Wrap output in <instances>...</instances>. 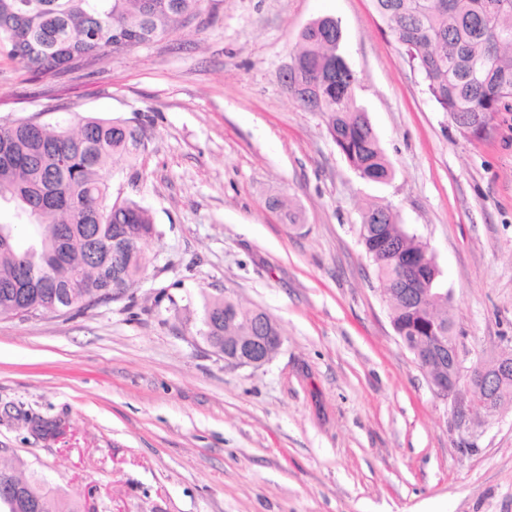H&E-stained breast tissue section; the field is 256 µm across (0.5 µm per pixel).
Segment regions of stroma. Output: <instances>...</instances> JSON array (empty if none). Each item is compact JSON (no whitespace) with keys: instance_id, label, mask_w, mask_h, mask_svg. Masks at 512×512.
<instances>
[{"instance_id":"obj_1","label":"stroma","mask_w":512,"mask_h":512,"mask_svg":"<svg viewBox=\"0 0 512 512\" xmlns=\"http://www.w3.org/2000/svg\"><path fill=\"white\" fill-rule=\"evenodd\" d=\"M331 16L394 175L361 179L280 74ZM138 127L157 232L121 299L0 319V448L86 512H512V407L458 422L393 330L360 240L368 203L427 245L466 364L512 346V112L461 134L372 0H205L159 42L56 84L0 53V124ZM285 199L289 223L267 206ZM266 311L267 364L224 361L176 306Z\"/></svg>"}]
</instances>
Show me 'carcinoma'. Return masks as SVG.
I'll return each instance as SVG.
<instances>
[{
  "label": "carcinoma",
  "instance_id": "cac0c4a2",
  "mask_svg": "<svg viewBox=\"0 0 512 512\" xmlns=\"http://www.w3.org/2000/svg\"><path fill=\"white\" fill-rule=\"evenodd\" d=\"M204 0H0V51L36 81L85 72L132 47L146 46L195 19ZM380 20L419 71L429 98L465 136L481 138L489 121L512 112V0H372ZM342 32L329 16L299 34L288 65V93L303 110L327 117L328 133L359 177L385 182L393 170L366 113L357 105L358 78L339 53ZM0 207L25 221L0 224V318L68 315L116 300L136 284L141 245L155 234L150 211L138 201H110L106 175L144 147L137 128L117 119L87 117L78 130L61 124L0 125ZM360 236L378 277L387 283L391 323L412 354L434 336H453L448 293L438 267L413 269L403 259L427 250L384 204L362 215ZM425 283L426 303L405 292ZM277 322L260 308L224 295L203 304L198 334L210 346L233 349ZM9 490L21 512H82L23 472L13 450L0 448V494Z\"/></svg>",
  "mask_w": 512,
  "mask_h": 512
}]
</instances>
